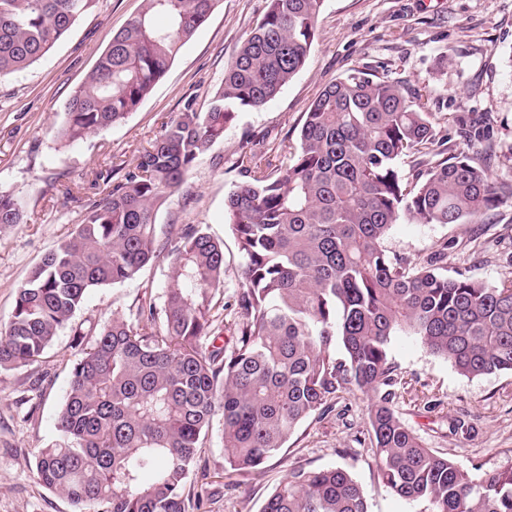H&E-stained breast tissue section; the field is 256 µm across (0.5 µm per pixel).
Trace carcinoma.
Masks as SVG:
<instances>
[{
  "label": "carcinoma",
  "instance_id": "1",
  "mask_svg": "<svg viewBox=\"0 0 512 512\" xmlns=\"http://www.w3.org/2000/svg\"><path fill=\"white\" fill-rule=\"evenodd\" d=\"M95 2L0 0V79L44 56ZM216 2L145 0L68 101L58 137L78 141L136 111ZM323 3L267 0L207 110L185 103L134 169L98 171L104 196L17 292L0 330V370L38 361L90 289L171 261L162 304L144 298L134 319L113 316L70 368L60 442L40 451L36 476L73 512L198 510L202 494L186 487L214 421L224 470L248 474L302 422L355 391L368 400L378 475L392 492L426 500L432 512H512L511 466L466 470L426 447L393 408L401 379L389 343L398 333L464 376L512 372L511 275L489 285L448 273L443 251L414 263L383 249L403 217L473 223L512 201V180L447 152L433 113L401 84L353 69L327 85L285 165L244 146V180L224 210L243 259L231 324L224 243L193 224L157 233V212L225 128L304 68ZM419 153L431 160L409 182L399 161ZM25 210L23 198L0 192L1 226L22 223ZM261 512H367V504L347 470L300 467Z\"/></svg>",
  "mask_w": 512,
  "mask_h": 512
}]
</instances>
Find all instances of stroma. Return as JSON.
I'll return each mask as SVG.
<instances>
[{"label":"stroma","instance_id":"35a3bbf8","mask_svg":"<svg viewBox=\"0 0 512 512\" xmlns=\"http://www.w3.org/2000/svg\"><path fill=\"white\" fill-rule=\"evenodd\" d=\"M142 8L143 0H99L40 60L0 81V191L27 203L25 223L0 226V326L31 268L101 198L96 172L115 164L133 168L162 121L186 100L206 110L266 0H218L135 112L82 140L57 139L66 103L113 34ZM317 28L305 67L262 109L240 113L156 217L159 235L173 224H195L223 242L228 302L242 259L224 222V201L242 180V144L257 141L273 163H286L311 103L351 70L401 82L421 95L450 152L487 155L494 178L512 179V0H324ZM384 247L414 262L443 249L449 269L496 284L512 273V203L488 211L476 224L403 218ZM170 272L163 258L130 279L91 290L39 362L0 372V512H72L66 499L35 477L39 451L59 438L68 365L113 315L134 317L145 295L161 298ZM77 328L86 334L80 346L73 341ZM389 354L404 380L394 409L426 447L467 469L512 465L511 372L463 376L401 334L392 337ZM458 419L469 424V433L454 431ZM367 427L366 399L347 397L333 413L304 422L261 470L245 475L225 471L221 435L212 433L191 476L207 492L200 512H260L291 469L331 465L345 468L360 484L368 512H431L428 502L400 498L381 483L370 442L362 437Z\"/></svg>","mask_w":512,"mask_h":512}]
</instances>
